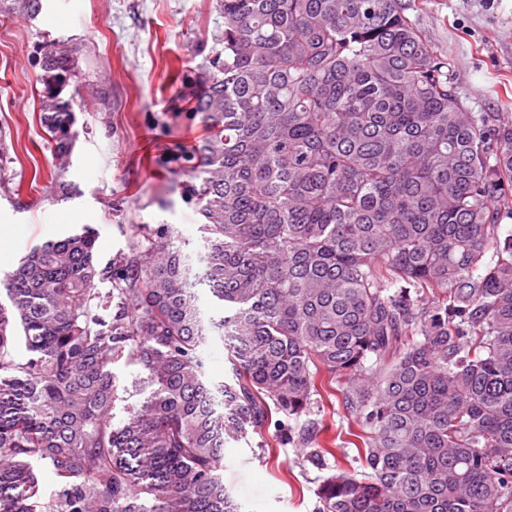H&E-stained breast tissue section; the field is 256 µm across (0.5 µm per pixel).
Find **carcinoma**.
<instances>
[{
    "label": "carcinoma",
    "mask_w": 512,
    "mask_h": 512,
    "mask_svg": "<svg viewBox=\"0 0 512 512\" xmlns=\"http://www.w3.org/2000/svg\"><path fill=\"white\" fill-rule=\"evenodd\" d=\"M222 3L184 192L232 381L169 225L104 266L87 224L35 245L0 302V512H240L224 445L271 423L329 470L317 512H512V115L462 102L406 0ZM42 67L66 154L76 64ZM120 360L145 397L115 424ZM332 384L360 472L289 424ZM205 373L212 383L228 381L231 377L228 351L219 336H213L203 347Z\"/></svg>",
    "instance_id": "cac0c4a2"
}]
</instances>
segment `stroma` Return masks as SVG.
I'll list each match as a JSON object with an SVG mask.
<instances>
[{
	"label": "stroma",
	"mask_w": 512,
	"mask_h": 512,
	"mask_svg": "<svg viewBox=\"0 0 512 512\" xmlns=\"http://www.w3.org/2000/svg\"><path fill=\"white\" fill-rule=\"evenodd\" d=\"M0 0V227L12 271L35 244L80 214L97 232L100 263L129 252L138 224L170 225L197 254V206L183 193L185 159L202 133L187 101L197 77L224 50L221 0H69L68 21L50 22L62 0L27 15ZM426 39L454 62L455 84L475 112L512 114V0H416ZM63 39L79 63L63 94L74 99L77 137L68 156L40 123L41 59ZM313 416L337 443L354 418L340 395ZM271 428L224 448L225 487L242 512H315L321 476L305 448L274 442Z\"/></svg>",
	"instance_id": "35a3bbf8"
}]
</instances>
